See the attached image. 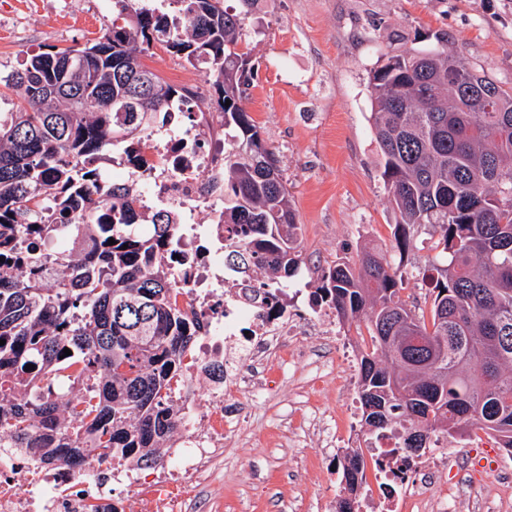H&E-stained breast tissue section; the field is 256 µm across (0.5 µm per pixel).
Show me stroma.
Returning a JSON list of instances; mask_svg holds the SVG:
<instances>
[{"instance_id": "stroma-1", "label": "stroma", "mask_w": 512, "mask_h": 512, "mask_svg": "<svg viewBox=\"0 0 512 512\" xmlns=\"http://www.w3.org/2000/svg\"><path fill=\"white\" fill-rule=\"evenodd\" d=\"M115 11V0H0V112L20 104L3 77L35 54L100 36ZM243 34L251 59L243 106L275 151L296 210L302 263L292 281L308 310L328 265L395 244L397 216L370 120L372 72L386 55L429 49L442 37L465 64L512 90V0H259ZM147 64L170 85L196 84L193 115L216 112L219 93L205 67L162 49ZM412 233L404 293L426 315L431 285L421 274L437 258L436 237L429 224ZM336 329L348 339L346 353L332 341L298 337L294 370L263 396L242 394L226 406L231 416L243 405L248 413L214 462L213 485L190 487L207 512H325L339 500L343 473L329 451L348 433L369 434L364 422L350 426L345 417L358 405L360 359L372 343L364 323ZM344 361L352 367L346 379L337 375ZM448 445L481 464L477 473L461 463L439 475L454 491L456 512H512V458L496 440L481 431Z\"/></svg>"}]
</instances>
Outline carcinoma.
I'll use <instances>...</instances> for the list:
<instances>
[{
    "label": "carcinoma",
    "mask_w": 512,
    "mask_h": 512,
    "mask_svg": "<svg viewBox=\"0 0 512 512\" xmlns=\"http://www.w3.org/2000/svg\"><path fill=\"white\" fill-rule=\"evenodd\" d=\"M238 2L228 10L223 0H172L173 19L140 7L120 30L36 54L6 77L21 107L0 113V432L8 434L0 448L41 450L45 461L70 468L90 458L140 466L157 462L173 434L165 390L197 326L178 307L169 277L176 225L165 212L138 209L127 186L101 198L86 178L100 151L119 146L130 155L135 135L165 125L176 105L189 111L191 92L143 62L155 48L206 65L224 90L220 118L237 131L224 156L222 224L234 242L225 263L263 273L269 288L298 269L288 187L242 106L250 52L238 45L258 0ZM73 53L85 66L81 78L66 71ZM470 81L484 84L489 98L465 96ZM129 95L138 111H112V100ZM371 122L399 216L397 251L412 247V226L431 224L444 264L422 274L433 285L428 321L400 296L403 275L379 250L323 271L314 303L365 322L371 337L360 361L362 421L374 435L407 422L400 447L410 456L416 439L425 449L433 436L476 431L512 453V92L445 44L393 54L373 73ZM142 224L152 226L153 243L140 236ZM54 234L70 244L50 264L35 240ZM19 263L25 279L14 274ZM42 279L56 287H36ZM404 336L430 346L403 349ZM53 365L84 381L74 399L40 384Z\"/></svg>",
    "instance_id": "carcinoma-1"
}]
</instances>
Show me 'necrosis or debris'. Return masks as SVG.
<instances>
[{
    "label": "necrosis or debris",
    "mask_w": 512,
    "mask_h": 512,
    "mask_svg": "<svg viewBox=\"0 0 512 512\" xmlns=\"http://www.w3.org/2000/svg\"><path fill=\"white\" fill-rule=\"evenodd\" d=\"M137 149L138 164H114L99 186L133 185L141 209L171 213L183 244L182 253L169 261L177 301L201 321L171 385L178 414L168 464L146 479L93 460L75 470L55 468L0 448V512H189L185 475L206 479L212 453L234 431L224 415L225 402L246 386L254 396L263 395L268 374L294 364L285 336L336 333L327 313L310 323L294 322L286 300L297 295L296 286L266 288L252 272L225 265L218 205L222 166L205 149L197 127L170 120ZM217 363L224 365L225 379L212 376ZM366 453L374 480L358 512H409L412 489L426 490L458 451L440 442L410 458L397 434L389 432ZM116 487L121 490L117 501L112 498Z\"/></svg>",
    "instance_id": "obj_1"
}]
</instances>
